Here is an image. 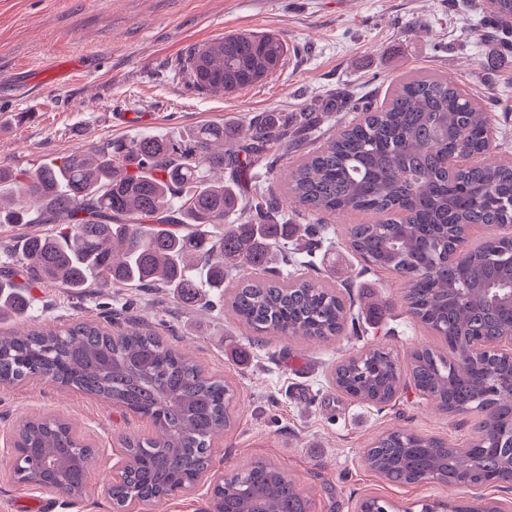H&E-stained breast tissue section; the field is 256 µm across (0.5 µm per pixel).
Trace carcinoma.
Segmentation results:
<instances>
[{"mask_svg": "<svg viewBox=\"0 0 512 512\" xmlns=\"http://www.w3.org/2000/svg\"><path fill=\"white\" fill-rule=\"evenodd\" d=\"M496 18L512 17V0H486ZM288 45L271 33L238 32L195 46L183 62L190 86L224 95L276 73ZM313 111L248 118L244 136L224 149L222 123H206L161 138L145 134L75 151L59 164L0 168V224H56L37 231L0 262V319L22 317L42 283L81 291L104 287L172 288L179 299L214 306L209 290L236 281L228 303L268 344L281 338L328 339L355 324L341 293L299 274L307 261L288 250V225L260 179L297 152L291 139L314 122ZM490 115L448 81L410 77L380 106L366 103L346 129L307 152L287 173L294 214L304 218L306 249L330 239L324 216L370 214L372 223L346 230L368 266L400 273L408 311L439 336L446 351L413 354L410 380L441 400L450 415L477 413L485 434L464 452L450 443L396 430L366 454L369 466L394 484L431 475L450 487L512 478V390L491 384L512 378V361L476 360L469 337L492 339L512 329V305L495 292L512 289V238L491 237L461 261L448 253L467 227L512 224V161L485 158ZM478 154L476 166L449 159ZM227 179H215L217 175ZM242 210L243 224L227 217ZM49 378L149 418L155 436L126 439L127 479L112 486V502L135 498L152 506L188 490L209 467L213 440L234 424V389L168 345L150 326L112 330V318L0 330V386ZM336 390L374 405L406 386L398 358L383 347L341 361L330 373ZM13 474L19 483L46 479L43 466L80 497L96 464L82 454L73 427L55 416L30 418L15 430ZM219 512H309L312 490L288 470L258 459L224 475Z\"/></svg>", "mask_w": 512, "mask_h": 512, "instance_id": "cac0c4a2", "label": "carcinoma"}]
</instances>
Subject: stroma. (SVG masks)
<instances>
[{"label":"stroma","mask_w":512,"mask_h":512,"mask_svg":"<svg viewBox=\"0 0 512 512\" xmlns=\"http://www.w3.org/2000/svg\"><path fill=\"white\" fill-rule=\"evenodd\" d=\"M481 0H0V166L29 168L102 141L171 135L205 123L233 126L261 112H303L346 94L381 102L403 79L448 78L493 115L494 160L512 158V51L484 20ZM279 35L284 65L230 96L193 90L181 62L196 45L236 32ZM126 112L118 125L113 113ZM313 254L308 272L348 291L356 328L320 341L261 346L231 311L187 303L165 288H94L77 296L32 289L17 329L74 320L143 321L206 374L231 382L235 425L212 445V473L263 458L313 488L314 512H356L369 496L407 506L473 493L438 482L394 485L365 455L395 429L460 444L474 416H451L415 388L375 407L329 384L343 358L381 345L409 364L442 341L408 312L400 279L366 271L345 224ZM54 415L91 445L97 463L84 498L15 482L12 436L23 420ZM148 418L76 389L29 379L0 389V512H113L106 494L127 437L153 436Z\"/></svg>","instance_id":"stroma-1"}]
</instances>
